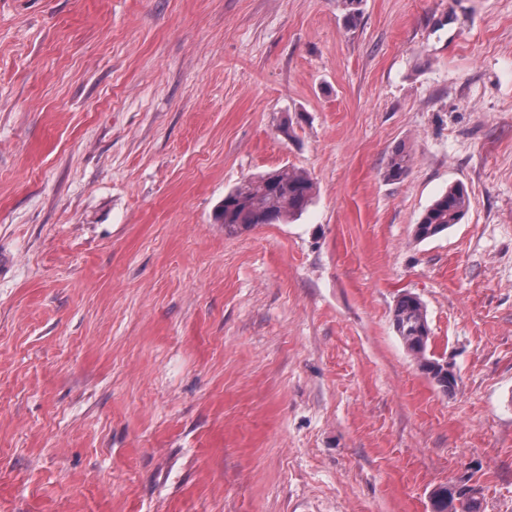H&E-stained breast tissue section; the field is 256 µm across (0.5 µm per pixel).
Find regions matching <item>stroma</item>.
Returning a JSON list of instances; mask_svg holds the SVG:
<instances>
[{
  "label": "stroma",
  "instance_id": "obj_1",
  "mask_svg": "<svg viewBox=\"0 0 512 512\" xmlns=\"http://www.w3.org/2000/svg\"><path fill=\"white\" fill-rule=\"evenodd\" d=\"M283 167L308 209L225 234ZM460 481L512 512V0H0V512H432ZM409 161V154L403 147L395 148L388 157L384 177L388 181L402 179L408 173ZM470 206L469 195L463 184L448 186L425 211L416 224L414 236L423 241L447 231L453 224H459ZM393 326L421 370L443 393L451 392L457 381L454 375L448 378V373H453L448 363L427 355L430 329L425 306L417 295L405 293L398 299L393 311Z\"/></svg>",
  "mask_w": 512,
  "mask_h": 512
}]
</instances>
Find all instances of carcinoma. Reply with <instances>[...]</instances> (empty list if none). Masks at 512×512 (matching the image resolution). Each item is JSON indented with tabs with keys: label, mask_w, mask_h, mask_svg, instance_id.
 Here are the masks:
<instances>
[{
	"label": "carcinoma",
	"mask_w": 512,
	"mask_h": 512,
	"mask_svg": "<svg viewBox=\"0 0 512 512\" xmlns=\"http://www.w3.org/2000/svg\"><path fill=\"white\" fill-rule=\"evenodd\" d=\"M409 154L402 147L392 150L384 177L402 179L409 170ZM316 195V184L305 172L278 169L238 185L224 196L217 219L224 231L233 234L261 224H275L302 214ZM470 206L463 184L448 187L425 211L415 225L414 236L423 241L434 238L454 224L460 223ZM393 326L407 352L417 359L421 370L444 393L452 391L456 379L448 377V363L427 355L430 329L421 299L413 293L403 294L393 311ZM463 497L466 512H476L473 489L448 484L437 489L433 502L437 512H448L455 496Z\"/></svg>",
	"instance_id": "carcinoma-1"
}]
</instances>
